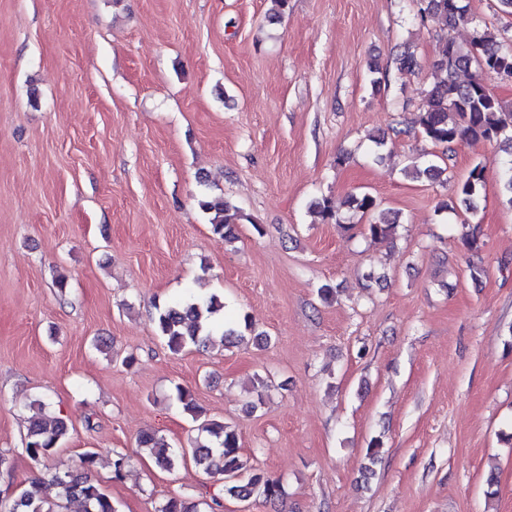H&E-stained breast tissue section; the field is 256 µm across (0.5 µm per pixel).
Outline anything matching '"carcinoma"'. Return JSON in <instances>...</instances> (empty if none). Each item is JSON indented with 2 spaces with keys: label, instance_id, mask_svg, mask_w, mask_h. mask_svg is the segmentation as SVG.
Instances as JSON below:
<instances>
[{
  "label": "carcinoma",
  "instance_id": "1",
  "mask_svg": "<svg viewBox=\"0 0 512 512\" xmlns=\"http://www.w3.org/2000/svg\"><path fill=\"white\" fill-rule=\"evenodd\" d=\"M421 7L416 18L423 21L430 15L440 17L452 30L471 23L463 0H419ZM434 68L441 73L426 91L425 104L420 110L417 123L426 139L444 145L448 156L467 140L483 139L503 144L508 159L501 163L502 179L512 191V107H508L485 82L490 76L499 80L512 77V38L501 36L499 30L485 26L474 30L469 44L463 46L447 39L443 42ZM470 69L475 74L463 80L460 75ZM486 164L475 163L467 176L457 183L456 192L469 210L485 184ZM408 175H428L438 179L447 174L448 167L430 162L424 168L407 167ZM345 204L358 212L366 213L375 207V199L369 194L351 196ZM198 205L207 214L214 234L231 241L237 238V224L244 219L241 211L221 197L203 196ZM399 227V215L384 218L379 223L365 225L364 232L373 241H386L395 237ZM224 302L216 294L201 296L190 293L184 298L157 309L156 329L169 351L180 354L192 348L205 347L220 338V342L232 344L246 336L261 342L267 336L256 331L249 316L237 327H228L221 315ZM175 399L183 410L200 421L196 439L188 450H176L154 431H144L138 437V447L148 451L156 465L166 471L175 469L191 455L195 465L209 477L222 483V497L211 502H197L182 497L164 500L157 512H215L223 507V499L245 500L259 496L266 500H280L285 496L282 483L266 477L253 468L239 454L235 430L225 422L212 419L200 420L192 393L181 385L175 386ZM38 414L28 419L25 451L29 458L41 464L52 451L59 447L69 432L66 419L45 412L46 404L37 401ZM98 456L87 452L80 457L77 468L55 471L49 479L38 478L10 502H0V512H63V503L76 501L82 512H117L110 498L92 479ZM56 488V500L43 496V484Z\"/></svg>",
  "mask_w": 512,
  "mask_h": 512
}]
</instances>
